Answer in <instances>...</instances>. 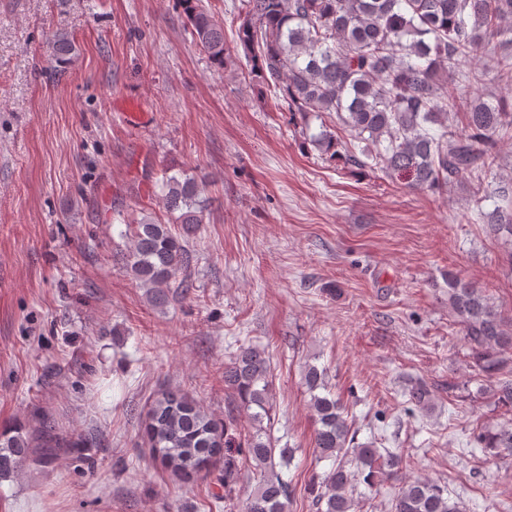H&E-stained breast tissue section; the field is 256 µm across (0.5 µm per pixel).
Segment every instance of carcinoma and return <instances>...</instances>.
Listing matches in <instances>:
<instances>
[{
  "label": "carcinoma",
  "instance_id": "cac0c4a2",
  "mask_svg": "<svg viewBox=\"0 0 512 512\" xmlns=\"http://www.w3.org/2000/svg\"><path fill=\"white\" fill-rule=\"evenodd\" d=\"M194 42L217 67H224V25L202 0H177ZM512 0H240L237 39L258 82L281 94L288 111L300 115L333 114L351 137L341 141L327 129L308 141L345 167L379 170L404 178L410 186L451 190L467 184L481 170L492 172L498 160V137L512 132V99L493 101L482 95L454 96L448 81L461 63L488 58L475 81L512 80ZM51 56L66 64L74 51L67 34L50 39ZM461 122V132L453 130ZM161 202L181 231L154 220L132 227L126 268L162 305L169 289L185 294L192 287L190 236L203 223L204 208L195 178L169 175L162 180ZM509 196L508 188L477 185L472 190L487 230L512 243V208L482 203ZM448 305L461 326L475 374L496 402L512 407V379L500 377L512 361V318L505 315L475 282L448 273ZM325 370L307 364L302 385L310 394L316 428L313 448L332 461L312 498L314 512H364V504L381 483L403 467V456L355 442L343 400L327 391ZM224 383L236 394L254 425L246 445L228 425L178 390L162 392L144 421L149 448L179 479L212 464L221 450L244 447L256 484L243 512H289L291 483L281 469L293 449L275 448L263 421L271 419V364L265 352L242 346L224 368ZM409 403L425 409L430 390L419 381L408 390ZM480 448L512 456V427L484 426ZM64 439L42 426L31 432L0 433V479L27 463L49 461ZM391 512H462L448 487L428 478L402 484Z\"/></svg>",
  "mask_w": 512,
  "mask_h": 512
}]
</instances>
